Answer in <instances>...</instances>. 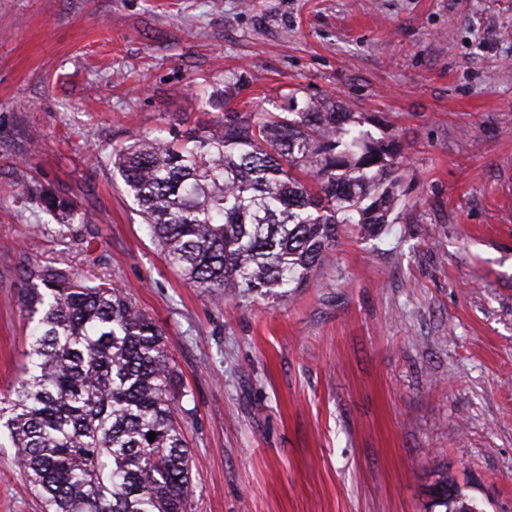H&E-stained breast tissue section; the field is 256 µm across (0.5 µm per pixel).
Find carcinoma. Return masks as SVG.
Here are the masks:
<instances>
[{"label":"carcinoma","instance_id":"1","mask_svg":"<svg viewBox=\"0 0 512 512\" xmlns=\"http://www.w3.org/2000/svg\"><path fill=\"white\" fill-rule=\"evenodd\" d=\"M359 125L334 100L300 108L291 95L286 112L224 113L218 132L141 134L112 165L188 284L213 300L284 298L345 233L380 236L407 195L404 145ZM35 197L60 224L78 215ZM29 277L34 342L0 426L42 512H188L184 394L161 328L109 279L89 285L54 265ZM428 494L444 512H477L447 472Z\"/></svg>","mask_w":512,"mask_h":512}]
</instances>
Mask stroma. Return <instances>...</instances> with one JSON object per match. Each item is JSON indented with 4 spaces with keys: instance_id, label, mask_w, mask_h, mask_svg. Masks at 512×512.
<instances>
[{
    "instance_id": "1",
    "label": "stroma",
    "mask_w": 512,
    "mask_h": 512,
    "mask_svg": "<svg viewBox=\"0 0 512 512\" xmlns=\"http://www.w3.org/2000/svg\"><path fill=\"white\" fill-rule=\"evenodd\" d=\"M336 98L403 141L380 237L283 300L214 302L112 167L137 135ZM72 200L60 224L32 187ZM111 279L165 333L191 512H512V0H0V397L33 266ZM0 433V512H42ZM428 494L434 507L444 508V512H477L471 499L462 493L455 478L448 472L442 473L430 484Z\"/></svg>"
}]
</instances>
